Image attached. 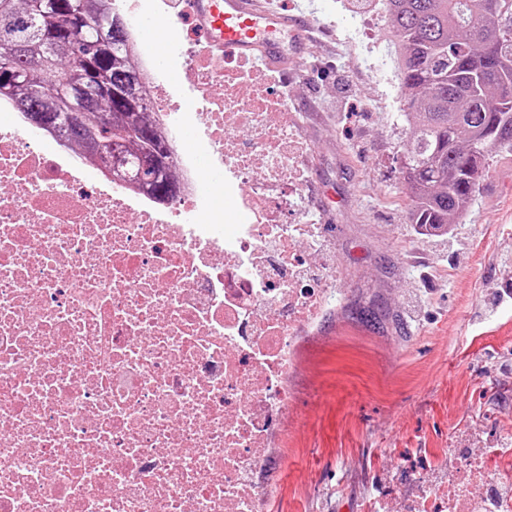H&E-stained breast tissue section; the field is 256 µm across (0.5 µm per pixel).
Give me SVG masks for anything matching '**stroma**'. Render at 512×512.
<instances>
[{
	"label": "stroma",
	"mask_w": 512,
	"mask_h": 512,
	"mask_svg": "<svg viewBox=\"0 0 512 512\" xmlns=\"http://www.w3.org/2000/svg\"><path fill=\"white\" fill-rule=\"evenodd\" d=\"M304 68L288 70L300 133L298 196L284 221L315 224L341 304L304 335L290 371L296 401L260 476L267 512H369V482L400 492L444 483L451 448L512 438V156L488 162L451 234L408 222L402 153L408 123L387 22L364 36L350 18L366 0H314ZM172 45H143L172 88L184 47L208 58L189 24ZM381 302L377 323L357 306Z\"/></svg>",
	"instance_id": "35a3bbf8"
}]
</instances>
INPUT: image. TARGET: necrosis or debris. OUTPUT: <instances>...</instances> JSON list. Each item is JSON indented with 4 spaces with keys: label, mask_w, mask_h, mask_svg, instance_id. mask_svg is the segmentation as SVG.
Returning a JSON list of instances; mask_svg holds the SVG:
<instances>
[{
    "label": "necrosis or debris",
    "mask_w": 512,
    "mask_h": 512,
    "mask_svg": "<svg viewBox=\"0 0 512 512\" xmlns=\"http://www.w3.org/2000/svg\"><path fill=\"white\" fill-rule=\"evenodd\" d=\"M229 177H204L148 76L174 198L83 149L44 152L0 99V512H265L259 482L294 400L300 331L335 305L315 245L282 222L298 136L258 72L186 57ZM245 195L264 223L225 221ZM372 512H512V440L456 448L448 486H370Z\"/></svg>",
    "instance_id": "necrosis-or-debris-1"
}]
</instances>
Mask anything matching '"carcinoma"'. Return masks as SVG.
Here are the masks:
<instances>
[{"label":"carcinoma","instance_id":"obj_1","mask_svg":"<svg viewBox=\"0 0 512 512\" xmlns=\"http://www.w3.org/2000/svg\"><path fill=\"white\" fill-rule=\"evenodd\" d=\"M102 0H0V97L92 155L146 167L129 181L173 196L170 149L141 99L124 16ZM409 122L402 166L410 223H459L496 153L512 154V7L504 0H381Z\"/></svg>","mask_w":512,"mask_h":512}]
</instances>
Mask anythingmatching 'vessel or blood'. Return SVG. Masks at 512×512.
<instances>
[{"mask_svg":"<svg viewBox=\"0 0 512 512\" xmlns=\"http://www.w3.org/2000/svg\"><path fill=\"white\" fill-rule=\"evenodd\" d=\"M199 38L214 49V62L236 60L266 66L288 63L283 41L300 42L312 16L265 7L263 0H186Z\"/></svg>","mask_w":512,"mask_h":512,"instance_id":"vessel-or-blood-1","label":"vessel or blood"}]
</instances>
